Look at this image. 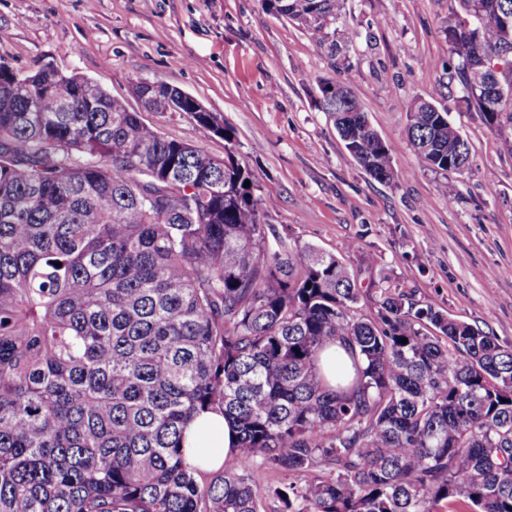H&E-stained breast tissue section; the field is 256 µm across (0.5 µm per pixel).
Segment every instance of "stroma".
Wrapping results in <instances>:
<instances>
[{
    "label": "stroma",
    "mask_w": 512,
    "mask_h": 512,
    "mask_svg": "<svg viewBox=\"0 0 512 512\" xmlns=\"http://www.w3.org/2000/svg\"><path fill=\"white\" fill-rule=\"evenodd\" d=\"M456 0H344L315 42L300 21L262 0H0V58L21 74L53 67L100 85L161 135L246 163L255 192L272 196L265 221L287 243L344 252L371 313L379 288L512 346V156L448 81L447 21ZM348 82L372 127L397 151L396 178L372 179L346 150L319 102L322 79ZM195 97L233 132L231 141L184 112L144 110L140 81ZM423 98L447 111L470 146L460 172L420 166L407 144V111ZM260 512H281L275 491L311 473L250 472Z\"/></svg>",
    "instance_id": "1"
}]
</instances>
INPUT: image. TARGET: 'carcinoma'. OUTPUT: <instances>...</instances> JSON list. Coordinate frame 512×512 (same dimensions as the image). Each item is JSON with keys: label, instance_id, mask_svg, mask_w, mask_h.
Listing matches in <instances>:
<instances>
[{"label": "carcinoma", "instance_id": "obj_1", "mask_svg": "<svg viewBox=\"0 0 512 512\" xmlns=\"http://www.w3.org/2000/svg\"><path fill=\"white\" fill-rule=\"evenodd\" d=\"M343 2L264 0L317 42ZM457 2L479 14L451 44L463 89L499 19ZM68 79L0 73V512H259L257 465L324 467L280 493L284 512H512L511 346L396 286L364 316L344 259L269 247L274 200L244 187L245 164ZM179 94L161 82L141 103L172 112ZM343 108L346 150L394 180L396 145L353 93ZM474 108L512 122V100ZM407 142L445 172L470 154L443 110L411 113ZM332 343L353 367L334 382ZM210 410L239 444L201 485L183 438Z\"/></svg>", "mask_w": 512, "mask_h": 512}]
</instances>
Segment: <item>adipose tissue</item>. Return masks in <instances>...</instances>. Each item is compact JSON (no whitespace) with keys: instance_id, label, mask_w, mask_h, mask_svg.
I'll use <instances>...</instances> for the list:
<instances>
[{"instance_id":"adipose-tissue-1","label":"adipose tissue","mask_w":512,"mask_h":512,"mask_svg":"<svg viewBox=\"0 0 512 512\" xmlns=\"http://www.w3.org/2000/svg\"><path fill=\"white\" fill-rule=\"evenodd\" d=\"M237 438L230 424L218 412L201 414L184 434V456L199 471L222 470L225 460L235 453Z\"/></svg>"}]
</instances>
